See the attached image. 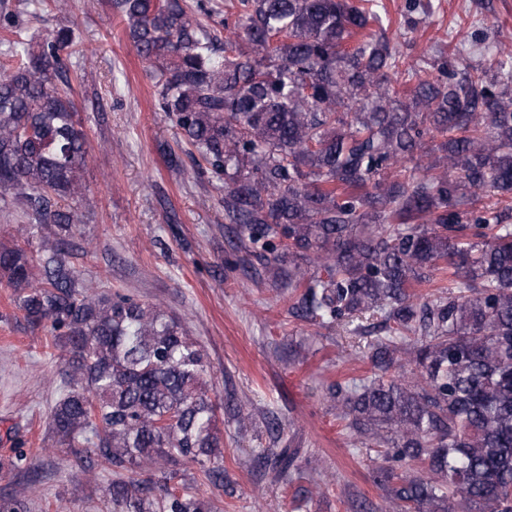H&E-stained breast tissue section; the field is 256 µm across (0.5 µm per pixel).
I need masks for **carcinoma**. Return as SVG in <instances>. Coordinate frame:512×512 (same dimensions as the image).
<instances>
[{
    "label": "carcinoma",
    "mask_w": 512,
    "mask_h": 512,
    "mask_svg": "<svg viewBox=\"0 0 512 512\" xmlns=\"http://www.w3.org/2000/svg\"><path fill=\"white\" fill-rule=\"evenodd\" d=\"M152 69L155 108L224 181L235 249L293 314L325 328L377 317L371 376L328 395L396 512H512V53L411 64L376 36L370 0H224V48L185 0H113ZM0 207L18 204L40 245L0 239V284L67 369L51 438L132 477L104 486L116 512H217L186 480L224 484L207 362L160 307L83 278L69 260L86 135L75 120L72 33L26 43L0 16ZM448 290L421 293L434 272ZM411 366V376L399 373ZM299 450L262 449L286 489ZM0 512H28L0 493Z\"/></svg>",
    "instance_id": "obj_1"
}]
</instances>
